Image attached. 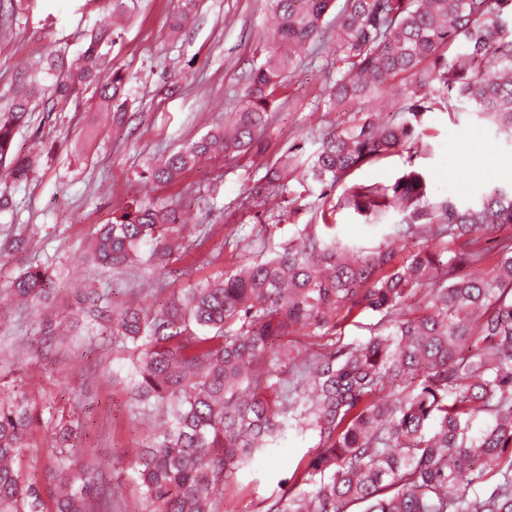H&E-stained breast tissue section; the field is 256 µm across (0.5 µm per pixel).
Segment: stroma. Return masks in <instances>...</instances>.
<instances>
[{
    "mask_svg": "<svg viewBox=\"0 0 512 512\" xmlns=\"http://www.w3.org/2000/svg\"><path fill=\"white\" fill-rule=\"evenodd\" d=\"M188 0H0V109L29 65L56 52L73 60L91 34L112 26L113 68L128 77L124 124L99 122V96L88 89L79 107L52 111L39 105L15 137L26 152L33 138L52 143L23 178L0 176V239L18 226L29 229L25 249L0 252V322L9 330L0 337V386L26 393L56 411L81 415L84 461L103 467L114 494L115 512H140L141 501L128 468L138 448L161 432L159 420L130 418V394L113 383V371L126 364L124 354L104 340L71 347L54 368L38 360L40 315L18 303L9 291L13 278L35 265L54 271V286L64 293L76 287L110 290L113 305L131 301L127 280L111 272L89 276L82 262L100 224L111 219L131 198L177 200L189 224H215L220 232L248 233L267 221V213L241 212L239 199L256 190L260 174L245 159H224L186 173L174 185L156 186L140 174L154 159L223 126L235 111L249 69L261 60L257 50L268 27L266 0H190L192 18L181 31L170 20ZM277 116L266 133L267 152L297 139L306 152L319 146L321 133L343 125L348 113L329 107L326 77L305 64L287 72L277 93ZM416 157L397 150L363 165L350 180L388 184L406 161L428 173L430 192L463 202L477 200L497 186L512 185V143L498 139L495 129L476 113H430ZM320 187L291 182L280 205L282 221L276 240L291 237L296 225L308 223ZM330 223L343 243L369 248L386 227L366 224L346 209L333 212ZM20 337L27 364L14 365L8 349ZM315 432L291 434L275 453H257L224 491V512H262L281 496L290 468L316 447Z\"/></svg>",
    "mask_w": 512,
    "mask_h": 512,
    "instance_id": "1",
    "label": "stroma"
}]
</instances>
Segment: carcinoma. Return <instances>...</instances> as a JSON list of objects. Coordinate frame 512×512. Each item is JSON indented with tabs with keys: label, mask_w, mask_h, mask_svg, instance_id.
<instances>
[{
	"label": "carcinoma",
	"mask_w": 512,
	"mask_h": 512,
	"mask_svg": "<svg viewBox=\"0 0 512 512\" xmlns=\"http://www.w3.org/2000/svg\"><path fill=\"white\" fill-rule=\"evenodd\" d=\"M271 46L253 67L233 121L162 155L144 173L172 184L210 157L248 156L264 171L266 194L240 209L285 197L301 178L331 191L361 165L422 143L427 114L470 104L512 142V0H269ZM330 27L336 46L320 39ZM112 34L103 29L57 76L51 109L93 85L103 109L124 116L125 75L109 67ZM323 59L328 103L354 105L352 119L322 135L311 155L300 142L266 156L284 73L301 56ZM404 80L392 118H372L368 103L391 79ZM36 92L0 113V173L25 174L44 151H13ZM399 220L377 247L341 244L335 225L306 224L286 242L273 224L233 231L213 246L214 225L185 233L181 204L133 198L96 231L84 262L135 274L148 260L190 276L187 258L256 250L252 263L156 299L167 284L138 289L122 308L88 288L62 316L40 322L41 355L71 336L102 337L128 354L130 414L166 417L167 428L130 462L143 512H220L215 496L252 455L277 448L292 431L318 433L317 447L284 480L288 490L263 512H512V189L474 203L435 199L413 163L389 185L353 184L331 209L366 224ZM494 236L500 259L477 275ZM425 244L395 260L394 243ZM50 268L31 266L11 284L23 303L55 300ZM356 311L380 315L361 344L336 338ZM43 412L26 395L0 387V512H112V491L82 463L80 419L56 424L45 449L50 484L25 477L21 459ZM491 423L469 434L472 421Z\"/></svg>",
	"instance_id": "carcinoma-1"
}]
</instances>
